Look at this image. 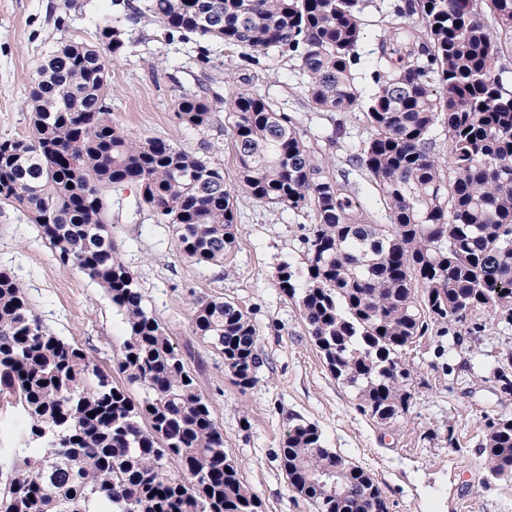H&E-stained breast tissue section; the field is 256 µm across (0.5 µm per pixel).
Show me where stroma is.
<instances>
[{
	"label": "stroma",
	"mask_w": 512,
	"mask_h": 512,
	"mask_svg": "<svg viewBox=\"0 0 512 512\" xmlns=\"http://www.w3.org/2000/svg\"><path fill=\"white\" fill-rule=\"evenodd\" d=\"M136 0H0V139L30 133L26 108L37 65L67 41L93 42L106 17L124 20ZM392 0H372L363 15L362 63L356 82L370 92L369 64L386 28L419 25L390 11ZM64 24H57V17ZM135 43L108 61L111 119L131 138H161L204 152L224 170L234 190L238 247L223 264L201 267L176 251L170 225L155 223L135 188L108 191L112 239L135 275L144 305L165 327L200 393L213 406L224 450L261 503L260 512H313L288 483L281 450L291 419L318 427L326 447L363 467L384 492L389 512H512V481L491 478L479 446L486 419L501 395L484 378L485 365L512 349V326L482 316L484 340L456 344L452 335L419 339L405 353L410 369L408 409L393 428L361 412L356 391L331 374L302 320L297 299L276 286L281 260L301 265L313 222L310 210L285 211L256 202L239 188L224 110L209 128L186 126L175 115L177 99L207 84L221 96L239 91L273 101L302 134L327 173L345 172L363 208L383 217L379 196L364 171L349 162L367 137L362 113L344 116L347 135L331 142L335 115L314 111L297 60L270 56L258 67L240 64L237 51L214 46L218 66L200 72L194 42L168 41L161 26L144 18ZM22 283L44 325L112 366L126 338L123 316L103 288L78 269L60 264L23 213L0 204V270ZM220 297L246 311L259 333L263 364L254 384L241 388L224 360L192 327L198 299Z\"/></svg>",
	"instance_id": "stroma-1"
}]
</instances>
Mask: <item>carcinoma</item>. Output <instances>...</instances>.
Wrapping results in <instances>:
<instances>
[{"label": "carcinoma", "instance_id": "1", "mask_svg": "<svg viewBox=\"0 0 512 512\" xmlns=\"http://www.w3.org/2000/svg\"><path fill=\"white\" fill-rule=\"evenodd\" d=\"M372 0H139L128 20L151 17L170 41L202 40L196 61L215 67L210 42L260 64L299 62L309 102L322 112L363 114L370 136L354 160L379 195L387 223L364 212L344 183L314 160L288 115L262 97L223 99L201 86L176 117L211 125L224 103L243 190L292 211L311 209L305 266L284 261L277 286L296 298L334 377L358 390L360 408L389 428L405 414L404 351L429 325L480 341L490 314L512 325V88L495 64L512 51V0H404L384 37L364 96L355 82L362 15ZM489 12L495 23L483 21ZM135 42L105 19L95 42L68 41L37 68L31 135L0 140V202L38 226L57 261L97 282L123 314L116 366L50 332L20 282L0 270V399L31 422L26 455L0 460V512H258L260 502L224 452L211 404L162 323L143 305L112 240L105 192L132 183L179 254L224 263L237 243L235 198L205 153L163 139L133 141L110 119L107 59ZM448 160L434 151L437 132ZM193 331L222 355L242 387L261 367L258 335L232 301H196ZM488 379L512 396V349ZM140 386L134 400L127 389ZM95 416L90 417L88 413ZM480 444L489 475L512 480V413L487 418ZM281 464L315 512H388L368 471L325 447L317 426L288 428Z\"/></svg>", "mask_w": 512, "mask_h": 512}]
</instances>
